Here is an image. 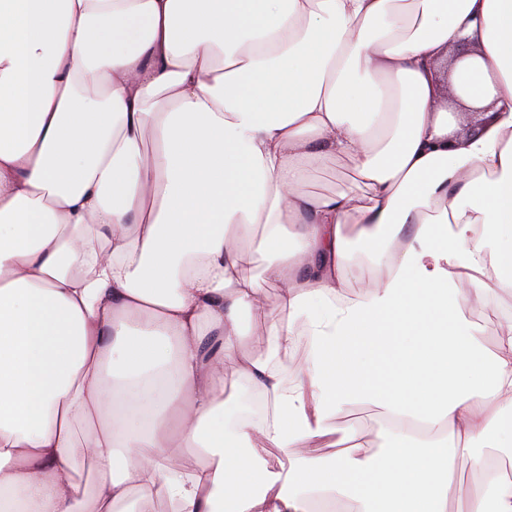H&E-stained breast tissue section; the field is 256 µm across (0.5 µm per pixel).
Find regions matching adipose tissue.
I'll list each match as a JSON object with an SVG mask.
<instances>
[{
	"mask_svg": "<svg viewBox=\"0 0 512 512\" xmlns=\"http://www.w3.org/2000/svg\"><path fill=\"white\" fill-rule=\"evenodd\" d=\"M460 38L465 104L499 116L454 142L434 70ZM336 158L363 194L302 196ZM359 255L387 272L351 298ZM490 271L512 288V0H0V512H132L135 487L512 512V320L488 353L466 310ZM229 365L270 423L238 417ZM356 400L385 448L309 449ZM241 327L248 334L243 337L242 350L249 355H261L263 346L256 340L254 334L257 332L259 320L249 314H243L240 318Z\"/></svg>",
	"mask_w": 512,
	"mask_h": 512,
	"instance_id": "ef3b65f1",
	"label": "adipose tissue"
}]
</instances>
